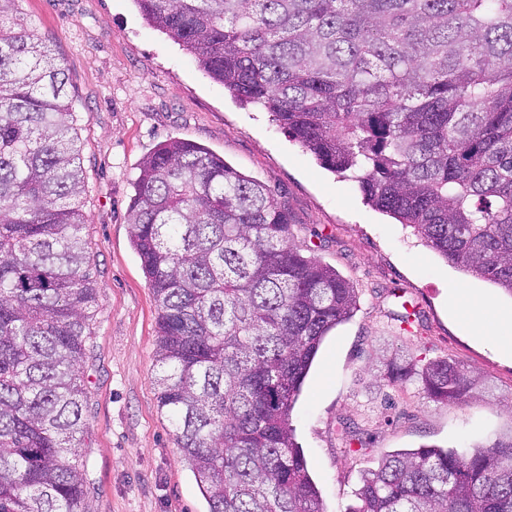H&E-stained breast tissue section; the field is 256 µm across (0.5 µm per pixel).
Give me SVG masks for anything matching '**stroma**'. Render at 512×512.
<instances>
[{
	"label": "stroma",
	"instance_id": "stroma-1",
	"mask_svg": "<svg viewBox=\"0 0 512 512\" xmlns=\"http://www.w3.org/2000/svg\"><path fill=\"white\" fill-rule=\"evenodd\" d=\"M66 70L73 96L90 273L99 308L83 364L89 461L85 512H208L157 403V307L130 242L126 209L144 157L194 141L275 192L294 241L358 288L360 308L323 341L291 415L326 512H349L365 470L386 453L465 448L512 433V358L448 314L457 288L512 307V295L465 274L323 167L269 112L240 102L195 58L145 22L133 0H21ZM447 356L479 375L483 400L442 404L385 380V355ZM364 442L343 450L342 427Z\"/></svg>",
	"mask_w": 512,
	"mask_h": 512
}]
</instances>
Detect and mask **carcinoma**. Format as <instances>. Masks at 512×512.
<instances>
[{"mask_svg":"<svg viewBox=\"0 0 512 512\" xmlns=\"http://www.w3.org/2000/svg\"><path fill=\"white\" fill-rule=\"evenodd\" d=\"M0 0V512H83L80 368L98 297L65 68ZM447 263L512 295V0H134ZM158 309V408L209 512H325L290 416L353 283L291 243L288 208L184 139L126 210ZM390 383L480 399L442 357ZM352 512H512V436L381 457Z\"/></svg>","mask_w":512,"mask_h":512,"instance_id":"carcinoma-1","label":"carcinoma"}]
</instances>
